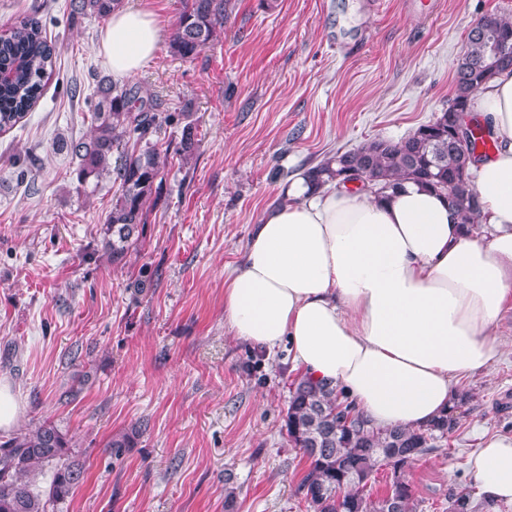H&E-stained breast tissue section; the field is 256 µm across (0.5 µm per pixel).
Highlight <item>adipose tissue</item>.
Masks as SVG:
<instances>
[{"label": "adipose tissue", "instance_id": "1", "mask_svg": "<svg viewBox=\"0 0 512 512\" xmlns=\"http://www.w3.org/2000/svg\"><path fill=\"white\" fill-rule=\"evenodd\" d=\"M164 32L152 14L116 10L99 50L124 79ZM500 142L478 165L489 237L466 231L443 195L407 182L394 193L283 186L224 274V323L239 340L287 346L293 369L341 392L380 429L419 428L451 406L462 376L503 349L493 327L512 303V72L478 90ZM476 493L512 503V437H483L470 459Z\"/></svg>", "mask_w": 512, "mask_h": 512}]
</instances>
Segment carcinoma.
I'll use <instances>...</instances> for the list:
<instances>
[{
	"label": "carcinoma",
	"instance_id": "carcinoma-1",
	"mask_svg": "<svg viewBox=\"0 0 512 512\" xmlns=\"http://www.w3.org/2000/svg\"><path fill=\"white\" fill-rule=\"evenodd\" d=\"M123 0H71L74 18L106 19ZM231 0H182L178 22L170 38L172 53L181 59L195 58L217 33ZM489 27L467 36L466 49L458 60L455 93L448 110L413 134L393 142L371 139L351 150L336 151L309 168L312 180L340 185L368 177L382 188L396 191L404 180L432 188L448 197L463 224H475L482 205L475 203L471 167L487 148L498 141L491 128L474 117V93L495 74L512 71V19L485 15ZM54 47L35 18L23 19L0 33V131L13 128L39 101L45 79L52 72ZM461 123L465 149L451 146L456 116ZM183 112H159L151 97L139 87H118L108 79L97 82L96 100L90 111V133L61 148L79 160L77 179L94 185L110 182L118 189L112 208L100 227L104 254L118 266L144 238L149 209L159 204L165 161L153 138L165 126L182 123ZM196 146L192 127L182 128L177 151L191 155ZM458 405L433 423L418 429H377L351 404L337 402L336 391L301 377L288 401L285 427L289 441L306 459L300 489L311 512H417L419 503L407 478L411 464L433 448L434 440L459 427ZM139 429L109 441L119 454L132 448ZM389 460L390 479L384 494L374 498L370 483ZM84 476V465L71 452L67 435L47 421L20 429L0 442V512H49V506L66 499ZM48 479L47 487L40 486ZM467 492L448 495L443 512H476Z\"/></svg>",
	"mask_w": 512,
	"mask_h": 512
}]
</instances>
